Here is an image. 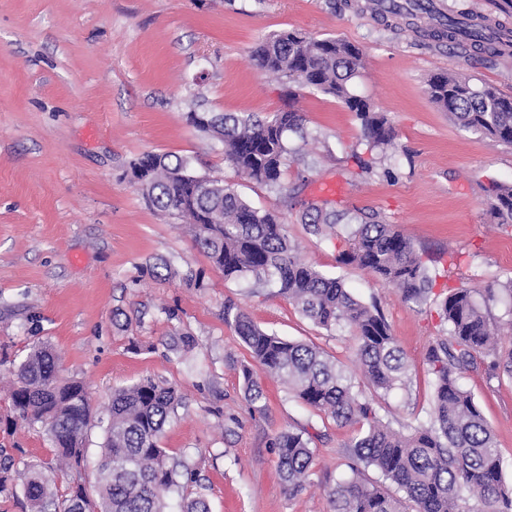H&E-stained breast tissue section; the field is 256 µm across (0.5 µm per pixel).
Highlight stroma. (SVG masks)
Segmentation results:
<instances>
[{
	"label": "stroma",
	"mask_w": 512,
	"mask_h": 512,
	"mask_svg": "<svg viewBox=\"0 0 512 512\" xmlns=\"http://www.w3.org/2000/svg\"><path fill=\"white\" fill-rule=\"evenodd\" d=\"M370 0H0V360L21 362L39 343L61 355V377L87 385L98 413L113 387L145 377L177 387L178 415L161 445L194 465L210 512H330L325 485L347 471L353 428L316 415L280 381L262 377L266 409L250 414L240 391L248 350L224 321L244 309L262 329L354 359L348 332L303 318L271 287L225 280L184 227L148 204L129 177L142 154L189 159L199 175L234 184L254 208L278 212L301 257L377 303L403 350L405 386L378 400L393 428L428 423L433 376L426 361L448 325L437 300L449 289L495 288L512 279V226L490 212V182L512 186V146L467 131L428 94L429 79L461 74L512 97V54L488 56L425 39L400 19L374 17ZM297 28L360 47L364 67L353 91L383 112L392 146L368 150L361 122L337 99L297 89L303 134H289L290 163L276 189L237 177L220 142L197 131L189 112L268 116L284 87L252 64L268 34ZM373 166L360 173L357 159ZM328 201L334 227L310 231L301 201ZM372 214L422 253L433 300L403 302L397 288L340 263L353 227ZM164 259L198 273L203 285L156 281L142 265ZM501 353L512 351V297L489 305ZM198 346L171 351V336ZM490 425L503 477L512 483V378L479 364L460 378ZM241 419L233 434L224 416ZM315 428L311 482L285 492L277 471L278 432ZM103 442L92 429L85 460L56 471L53 489L95 491ZM0 454L16 468L53 460L39 427H0Z\"/></svg>",
	"instance_id": "35a3bbf8"
}]
</instances>
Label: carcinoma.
<instances>
[{
    "instance_id": "1",
    "label": "carcinoma",
    "mask_w": 512,
    "mask_h": 512,
    "mask_svg": "<svg viewBox=\"0 0 512 512\" xmlns=\"http://www.w3.org/2000/svg\"><path fill=\"white\" fill-rule=\"evenodd\" d=\"M421 0L394 3L390 13L418 26ZM436 40L459 45L488 46L500 54L512 47V30L448 18ZM254 66L286 87L296 84L333 96L361 121L362 135L374 150L391 144L392 129L384 116L351 91L350 83L364 66L362 50L339 38L317 39L297 29L272 33L251 50ZM431 100L453 121L475 134L512 145V98L495 88L477 87L453 74L433 77ZM189 121L224 147V161L258 186L276 187L288 165L287 134L302 128V116L282 109L259 118L237 113L191 112ZM145 170V199L176 219L189 221L196 248L224 273L226 281L253 279L270 285L291 302L300 315L327 331L349 329L360 373L336 364L314 343L290 340L259 328L241 308L228 306L224 321L248 349L262 371L278 377L288 393L317 415L339 426L357 428L350 444L349 473L325 487L331 512H512V488L505 486L493 432L474 396L459 383L461 374L489 359L491 367L512 378V351L503 356L492 332L489 303L495 292L486 288H455L440 309L448 335L437 337L426 359L434 375L432 419L408 431H397L380 417L373 392L388 393L402 385L408 361L392 336L376 304H367L304 262L288 237L280 216L253 208L233 185L219 178L197 177L190 160L147 153L131 165ZM488 205L503 224H512V186L497 182L487 188ZM337 212L328 202L305 205L302 223L321 230L336 224ZM340 262L374 273L396 286L402 300L421 307L428 304L433 280L422 254L391 224L371 217L352 230ZM142 272L155 279L181 276L188 287H203L200 275L184 274L171 264L146 265ZM172 349L191 352L194 336L172 337ZM59 355L44 343L22 361L9 398L13 416L6 427L19 422L40 426L61 463L81 464L85 439L102 423L86 386L58 374ZM241 392L253 412L266 409V397L257 374L241 368ZM182 395L172 385L143 378L112 389L104 441L97 459L98 496L94 504L85 488L76 484L59 498L53 491L54 467L32 464L21 471L9 458L0 459V493L20 482L24 497L35 512H166V498L198 484L195 468L174 461L160 446L165 426L176 415ZM313 435L288 429L271 440L277 449V470L289 496L302 493L309 483L315 454ZM379 471L389 485L366 477Z\"/></svg>"
}]
</instances>
